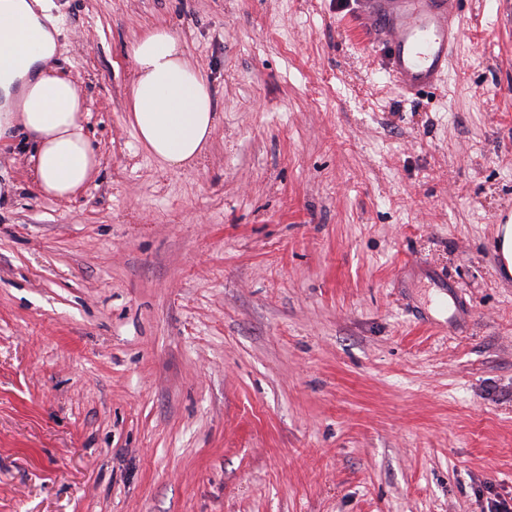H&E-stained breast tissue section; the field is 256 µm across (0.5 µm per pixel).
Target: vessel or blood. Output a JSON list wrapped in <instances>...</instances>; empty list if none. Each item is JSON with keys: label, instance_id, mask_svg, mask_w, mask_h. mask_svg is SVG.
Wrapping results in <instances>:
<instances>
[{"label": "vessel or blood", "instance_id": "obj_1", "mask_svg": "<svg viewBox=\"0 0 512 512\" xmlns=\"http://www.w3.org/2000/svg\"><path fill=\"white\" fill-rule=\"evenodd\" d=\"M463 0H358L363 28L402 93L444 85L462 35Z\"/></svg>", "mask_w": 512, "mask_h": 512}]
</instances>
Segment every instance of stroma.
I'll return each instance as SVG.
<instances>
[{
    "label": "stroma",
    "instance_id": "stroma-1",
    "mask_svg": "<svg viewBox=\"0 0 512 512\" xmlns=\"http://www.w3.org/2000/svg\"><path fill=\"white\" fill-rule=\"evenodd\" d=\"M394 88L336 0H53L98 164L0 139V512H486L512 498V0ZM215 91L206 155L139 143L126 49ZM446 271L470 308L422 327ZM497 248L503 266L512 273V219L498 224L496 229Z\"/></svg>",
    "mask_w": 512,
    "mask_h": 512
}]
</instances>
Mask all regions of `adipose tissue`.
I'll list each match as a JSON object with an SVG mask.
<instances>
[{
    "label": "adipose tissue",
    "instance_id": "adipose-tissue-1",
    "mask_svg": "<svg viewBox=\"0 0 512 512\" xmlns=\"http://www.w3.org/2000/svg\"><path fill=\"white\" fill-rule=\"evenodd\" d=\"M49 0H0V137L22 127L34 142L31 179L66 198L86 184L97 159L82 124L85 99L49 63L57 50ZM135 80L130 110L142 145L165 165L203 156L215 127L205 76L165 28L146 31L128 51Z\"/></svg>",
    "mask_w": 512,
    "mask_h": 512
}]
</instances>
